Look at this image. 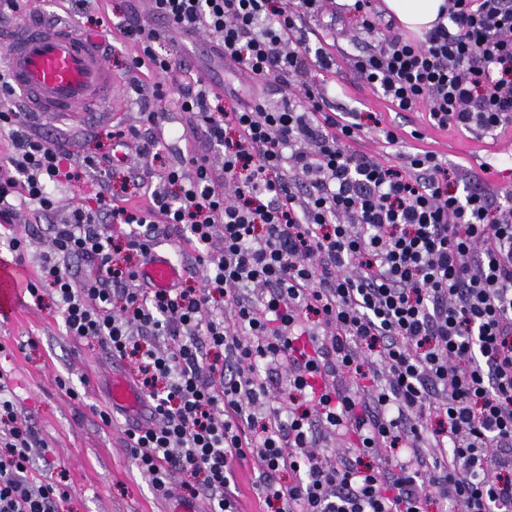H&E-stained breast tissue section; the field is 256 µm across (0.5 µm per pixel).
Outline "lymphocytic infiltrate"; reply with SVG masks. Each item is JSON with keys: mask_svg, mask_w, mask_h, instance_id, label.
<instances>
[{"mask_svg": "<svg viewBox=\"0 0 512 512\" xmlns=\"http://www.w3.org/2000/svg\"><path fill=\"white\" fill-rule=\"evenodd\" d=\"M150 7L169 30L217 36L233 80L290 89L273 107L189 83L167 99L186 70L156 50L168 31L114 25L162 107L144 127L113 126V140L146 156L167 112L198 115L223 169L191 156L143 205L97 191L96 209L47 225L26 290L52 297L68 336L133 362L148 415L122 441L153 490L239 512L235 466L251 460L268 512H512V203L480 180L450 190L435 151L393 163L355 149L362 124L337 113L334 88L306 80L334 65L305 25L323 0ZM353 10L379 38L354 67L396 110H426L440 130L512 123V0H448L446 23L419 40L381 22L372 0ZM0 94L13 149L0 163V226L18 252L22 214L53 213V188L97 179L109 160L73 161L65 139L28 131L4 67ZM168 241L191 262L159 288L143 268ZM77 262L94 274L77 278ZM313 319L327 336H312ZM322 429L341 443L330 462ZM52 455L0 371V512H65Z\"/></svg>", "mask_w": 512, "mask_h": 512, "instance_id": "f902f5d3", "label": "lymphocytic infiltrate"}]
</instances>
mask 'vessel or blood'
Wrapping results in <instances>:
<instances>
[{
  "label": "vessel or blood",
  "instance_id": "vessel-or-blood-1",
  "mask_svg": "<svg viewBox=\"0 0 512 512\" xmlns=\"http://www.w3.org/2000/svg\"><path fill=\"white\" fill-rule=\"evenodd\" d=\"M0 49L6 53L13 87L32 110L76 112L106 101L112 93V76L94 39L77 36L67 26L0 22ZM144 273L156 287L164 288L178 270L168 259L157 258ZM27 278L23 268L0 263V316L14 314ZM112 402L130 411L139 408L138 394L120 379L112 382Z\"/></svg>",
  "mask_w": 512,
  "mask_h": 512
}]
</instances>
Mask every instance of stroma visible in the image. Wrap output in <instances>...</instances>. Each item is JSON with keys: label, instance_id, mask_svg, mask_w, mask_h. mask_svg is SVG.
<instances>
[{"label": "stroma", "instance_id": "35a3bbf8", "mask_svg": "<svg viewBox=\"0 0 512 512\" xmlns=\"http://www.w3.org/2000/svg\"><path fill=\"white\" fill-rule=\"evenodd\" d=\"M24 8L50 21L61 20L107 51L108 65L118 80L110 111L39 112L31 117L30 124L48 136L69 131V149L78 159L104 154L127 156V163L115 164L108 179L115 196H133L138 182L157 186L168 166L180 164L195 153L207 154L214 165L222 164L221 149L196 135L197 119L184 113L171 121L173 134L162 144L159 159L139 156L132 147H117L110 138L113 124L135 126L143 121L135 91L142 76L128 68L134 49L114 46L112 21L127 14L151 21L149 0H26ZM91 15L103 18V25H89ZM307 27L311 43H322L335 60L331 71L313 69L310 80L335 85L340 111L362 119L375 112L383 121L382 129H366L358 150L393 162L415 147L433 150L461 179L468 173H479L481 164L488 163L493 167L490 181L502 191L512 190V124L497 134L480 136L432 128L423 111H396L352 68L351 57L357 46L369 40L355 21L333 22L325 16L308 20ZM386 127L400 133L397 144L386 143L382 134ZM416 129L423 132V140L411 138V131ZM0 366L13 376L19 411L32 419L41 437L57 449V464L68 474L73 512H164L166 499L154 494L121 441L122 428L135 421V414L115 411L114 422L107 426L96 413L98 406L110 402L113 375L128 376V363L110 359L96 344L67 336L50 300L38 302L26 294L15 314L0 317ZM60 378L84 385V394L76 400L69 398L56 384Z\"/></svg>", "mask_w": 512, "mask_h": 512}]
</instances>
